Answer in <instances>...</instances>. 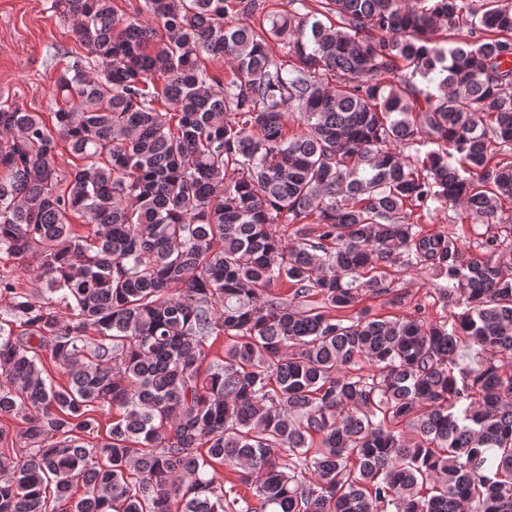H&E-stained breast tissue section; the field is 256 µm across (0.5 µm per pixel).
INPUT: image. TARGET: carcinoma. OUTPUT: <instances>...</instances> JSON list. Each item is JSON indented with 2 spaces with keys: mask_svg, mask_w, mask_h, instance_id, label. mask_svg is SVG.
<instances>
[{
  "mask_svg": "<svg viewBox=\"0 0 512 512\" xmlns=\"http://www.w3.org/2000/svg\"><path fill=\"white\" fill-rule=\"evenodd\" d=\"M51 9V122L0 102V512H512V0ZM412 268L451 318L349 314ZM456 217V212L451 209L433 211L421 220V224L426 230L430 231H455L461 224Z\"/></svg>",
  "mask_w": 512,
  "mask_h": 512,
  "instance_id": "1",
  "label": "carcinoma"
}]
</instances>
